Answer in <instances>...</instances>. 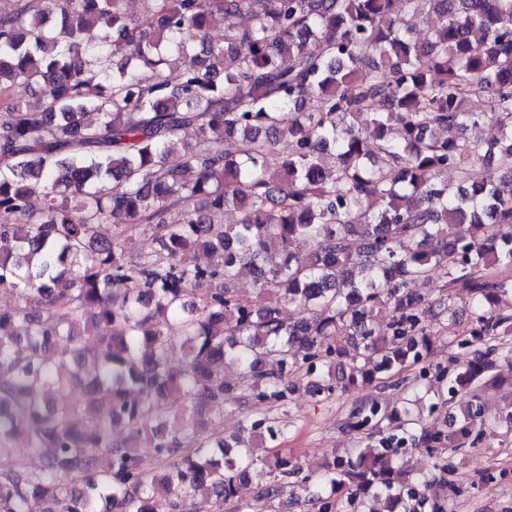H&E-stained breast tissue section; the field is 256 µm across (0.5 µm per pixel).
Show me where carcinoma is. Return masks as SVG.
<instances>
[{
    "mask_svg": "<svg viewBox=\"0 0 512 512\" xmlns=\"http://www.w3.org/2000/svg\"><path fill=\"white\" fill-rule=\"evenodd\" d=\"M125 2L0 0V293L14 300L0 311V512H224L266 477L256 512L285 484L308 491L304 512H449L454 456L512 433V403L492 415L480 398L512 357V0H142L135 18ZM429 7L437 24L418 38ZM21 84L34 100L13 95ZM474 96L488 111L465 109ZM485 123L495 137L467 135ZM480 159L497 181L471 182ZM107 223L121 232L101 240ZM141 224L155 235L129 262ZM242 269L257 296L235 288ZM432 276L430 293L410 287ZM458 299L473 308L463 339ZM441 324L471 355L401 409L358 404L364 449L311 472L278 449L267 407L423 363ZM77 384L83 407L66 398ZM201 400L249 406L250 440L216 420L194 434ZM424 401L450 420L423 424ZM115 421L153 456L113 440ZM256 442L273 449L259 458ZM420 450L446 497L416 477Z\"/></svg>",
    "mask_w": 512,
    "mask_h": 512,
    "instance_id": "1",
    "label": "carcinoma"
}]
</instances>
